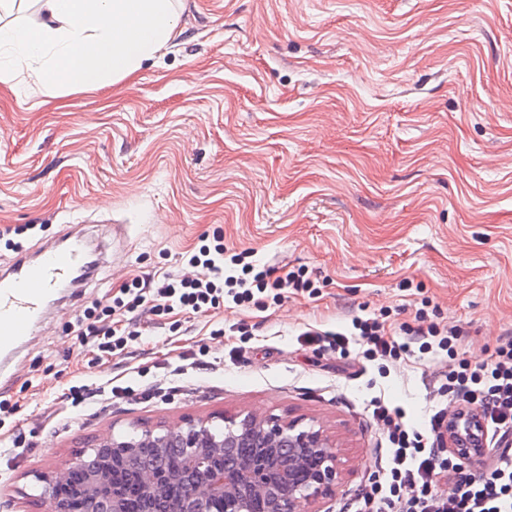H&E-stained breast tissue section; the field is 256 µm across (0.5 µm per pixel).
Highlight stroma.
<instances>
[{
  "label": "stroma",
  "instance_id": "stroma-1",
  "mask_svg": "<svg viewBox=\"0 0 512 512\" xmlns=\"http://www.w3.org/2000/svg\"><path fill=\"white\" fill-rule=\"evenodd\" d=\"M181 3L180 35L118 85H0V267L79 223L102 251L0 377V512H44L38 475L95 441L247 413L349 448L317 505L343 512L379 464L368 401L423 427L448 405L434 375L449 358L383 364L301 333L422 308L480 360L512 332V0ZM213 235L312 293L137 308V337L98 357L84 309L186 274L182 254ZM81 384L100 393L80 409ZM111 384L132 392L112 400Z\"/></svg>",
  "mask_w": 512,
  "mask_h": 512
}]
</instances>
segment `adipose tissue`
Instances as JSON below:
<instances>
[{
	"instance_id": "ef3b65f1",
	"label": "adipose tissue",
	"mask_w": 512,
	"mask_h": 512,
	"mask_svg": "<svg viewBox=\"0 0 512 512\" xmlns=\"http://www.w3.org/2000/svg\"><path fill=\"white\" fill-rule=\"evenodd\" d=\"M26 24L0 22V83L56 95L119 84L178 36L179 0H37Z\"/></svg>"
}]
</instances>
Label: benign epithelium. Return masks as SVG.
I'll use <instances>...</instances> for the list:
<instances>
[{"mask_svg": "<svg viewBox=\"0 0 512 512\" xmlns=\"http://www.w3.org/2000/svg\"><path fill=\"white\" fill-rule=\"evenodd\" d=\"M478 417L471 412L450 417L445 446L457 456L470 454L477 442ZM266 448L270 462L286 460L288 478L270 477L269 462L232 466L227 454L245 444ZM157 448L181 457L186 488L174 506H162L168 483L143 466L140 479L146 497L159 503L154 512H211L215 500H224V512H309L306 506L336 493L344 462L343 447L321 427L298 420H281L248 413L224 417V436L212 434L209 422L189 420L146 429L135 436L114 435L100 440L64 465L39 476L47 512H67L54 487L75 468H86L87 481L79 494L89 512H123L122 495L112 486L110 467L138 460L139 449Z\"/></svg>", "mask_w": 512, "mask_h": 512, "instance_id": "1", "label": "benign epithelium"}]
</instances>
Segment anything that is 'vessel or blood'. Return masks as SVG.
I'll return each instance as SVG.
<instances>
[{
    "label": "vessel or blood",
    "instance_id": "b4317fda",
    "mask_svg": "<svg viewBox=\"0 0 512 512\" xmlns=\"http://www.w3.org/2000/svg\"><path fill=\"white\" fill-rule=\"evenodd\" d=\"M97 267L86 240L73 236L38 253L19 254L0 270V362L40 326L52 298Z\"/></svg>",
    "mask_w": 512,
    "mask_h": 512
}]
</instances>
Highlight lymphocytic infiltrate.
Returning <instances> with one entry per match:
<instances>
[{
	"label": "lymphocytic infiltrate",
	"instance_id": "obj_1",
	"mask_svg": "<svg viewBox=\"0 0 512 512\" xmlns=\"http://www.w3.org/2000/svg\"><path fill=\"white\" fill-rule=\"evenodd\" d=\"M187 265L199 269V276L125 284L124 299L102 310L112 317V325L89 330L98 339L97 350L108 354L124 347L131 333L126 314L141 305L156 316L177 309L202 315L224 300L242 306L253 303L258 292H299L312 286L303 274L291 272L274 279L269 270H255L242 255L225 256L220 241L200 246ZM352 327L349 335L309 330L305 341L343 355L356 341L365 345L367 357L394 361L441 350L452 361L448 371L437 375L440 389L448 394V409L433 414L426 430L408 425L403 408L377 397L371 400L370 416L381 426L386 446L380 469L355 495L354 512H512V336L502 337L487 358L475 361L459 350L456 327L429 320L421 309L413 323L396 329L379 318L359 316L353 317ZM451 409L477 412L483 443L496 450L485 473H471L461 458L442 455Z\"/></svg>",
	"mask_w": 512,
	"mask_h": 512
}]
</instances>
